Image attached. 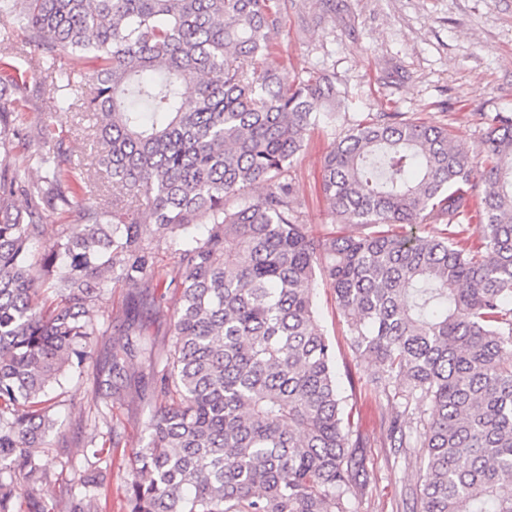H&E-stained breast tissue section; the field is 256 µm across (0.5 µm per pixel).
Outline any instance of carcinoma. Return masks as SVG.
I'll use <instances>...</instances> for the list:
<instances>
[{"label": "carcinoma", "instance_id": "carcinoma-1", "mask_svg": "<svg viewBox=\"0 0 512 512\" xmlns=\"http://www.w3.org/2000/svg\"><path fill=\"white\" fill-rule=\"evenodd\" d=\"M4 14L12 53L49 63L41 91L96 116L114 196L91 201L47 125L44 176L28 179L14 161L29 148L18 79L0 78V512H91L22 497L18 481L37 479L56 428L48 386L100 335L90 307L147 276L150 242L167 234L183 235L158 281L179 291L161 374L174 400L146 421L128 512H351L363 469L315 325L318 277L375 383L404 380L405 404L430 412L412 512H512L511 116L491 120L475 156L446 124L359 121L325 154L322 193L336 223L369 232L316 239L288 176L311 132L336 122V87L284 81L277 0H0ZM75 208L83 234H54L33 262L45 213ZM128 352L113 348L107 389Z\"/></svg>", "mask_w": 512, "mask_h": 512}]
</instances>
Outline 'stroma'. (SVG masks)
I'll list each match as a JSON object with an SVG mask.
<instances>
[{
	"mask_svg": "<svg viewBox=\"0 0 512 512\" xmlns=\"http://www.w3.org/2000/svg\"><path fill=\"white\" fill-rule=\"evenodd\" d=\"M284 22L272 42L283 57L288 78L308 71L328 75L345 97L335 125L312 134L290 171L302 218L314 236L361 234L352 225L330 222L321 194V160L336 136L367 115L403 112L411 118L448 125L453 144L476 154L482 128L471 113L512 114V0H281ZM19 75L16 96L28 116L25 131L36 138L41 124L64 131L72 161L82 163L91 180L111 200L95 157L96 121L92 114L40 94L44 65L38 54L11 58L0 45V76ZM153 267L140 283L109 288L90 310L101 331L82 372H66L48 391L57 419L49 446L40 457L45 474L36 494L47 503L79 491L92 461L84 441L96 434L117 444L97 461L104 477L93 506L96 512H127L124 488L147 433L144 423L165 400L160 394L163 353L172 340L170 313L175 291L157 285L175 262L171 237L151 244ZM317 323L336 347L340 393L353 414L354 435L363 444V484L352 500L355 512H410L411 492L424 454L420 448H395L389 422L404 410L403 380L375 388L370 360L349 349L345 318L329 282L315 289ZM130 342L135 350L119 390L113 392L112 426L94 420L97 391L106 379L112 347Z\"/></svg>",
	"mask_w": 512,
	"mask_h": 512,
	"instance_id": "stroma-1",
	"label": "stroma"
}]
</instances>
